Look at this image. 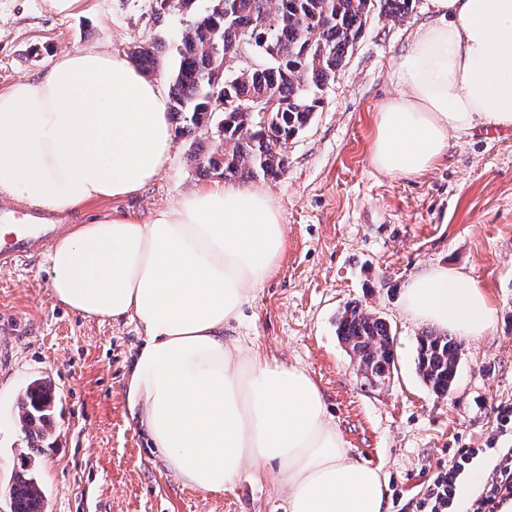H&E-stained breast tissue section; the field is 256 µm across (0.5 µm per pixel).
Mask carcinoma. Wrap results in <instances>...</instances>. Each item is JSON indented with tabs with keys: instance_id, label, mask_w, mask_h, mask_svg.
<instances>
[{
	"instance_id": "1",
	"label": "carcinoma",
	"mask_w": 512,
	"mask_h": 512,
	"mask_svg": "<svg viewBox=\"0 0 512 512\" xmlns=\"http://www.w3.org/2000/svg\"><path fill=\"white\" fill-rule=\"evenodd\" d=\"M397 19L410 0H168V10L186 16L173 35L169 69L173 113L183 119L180 134L190 139L198 168L226 179L276 177L288 168V141L304 130L321 102L319 93L345 65L363 33L374 2ZM244 38L266 57L255 68L233 73L227 55ZM164 44L148 40L131 57L145 73L159 68ZM217 121L218 145L204 153L196 146L199 127ZM336 335L358 360L369 385L390 379L393 337L387 322L354 302L336 319ZM460 344L449 334L419 337L416 368L432 391L443 396L456 377ZM50 383L37 379L18 401L17 421L27 442L8 494L12 512H44L38 479L40 442L51 434Z\"/></svg>"
}]
</instances>
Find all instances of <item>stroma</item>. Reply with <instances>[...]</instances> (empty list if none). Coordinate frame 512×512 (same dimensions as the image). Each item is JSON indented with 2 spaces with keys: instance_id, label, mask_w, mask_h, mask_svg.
Here are the masks:
<instances>
[{
  "instance_id": "1",
  "label": "stroma",
  "mask_w": 512,
  "mask_h": 512,
  "mask_svg": "<svg viewBox=\"0 0 512 512\" xmlns=\"http://www.w3.org/2000/svg\"><path fill=\"white\" fill-rule=\"evenodd\" d=\"M151 3L86 0L82 13L64 16L48 0H0V90L39 77L63 48L124 54L145 39L170 42L180 17L156 15ZM429 18L428 0H413L398 20L372 10L309 126L289 140L287 172L249 180L271 196L285 245L276 270L224 329L243 354L314 378L351 456L380 467L387 512H412L449 449L484 447L495 436L498 406L512 404V129L450 133L447 156L419 176L385 173L371 159L379 111L404 91L394 74L398 59ZM188 150L177 137L164 171L143 191L56 215V223L69 227L115 208L147 221L174 207L209 182ZM434 264L464 272L496 309L488 334L462 341L456 381L444 396L417 374L425 327L402 312L410 279ZM48 269V258L37 256L0 268V512H10L9 481L25 447L16 401L39 377L56 392L38 471L46 512H289L282 487L249 468L219 494L174 477L130 422L127 364L141 328L58 304ZM349 302L391 327L396 368L384 385L357 375L336 336Z\"/></svg>"
}]
</instances>
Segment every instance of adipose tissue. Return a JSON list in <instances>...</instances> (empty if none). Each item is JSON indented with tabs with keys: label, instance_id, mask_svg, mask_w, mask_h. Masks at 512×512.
Instances as JSON below:
<instances>
[{
	"label": "adipose tissue",
	"instance_id": "adipose-tissue-1",
	"mask_svg": "<svg viewBox=\"0 0 512 512\" xmlns=\"http://www.w3.org/2000/svg\"><path fill=\"white\" fill-rule=\"evenodd\" d=\"M396 65L406 91L385 103L372 162L417 176L446 156L449 134L512 128V0H430ZM162 85L116 51L63 50L37 79L0 92V193L71 212L142 191L174 140ZM285 228L262 190L213 183L149 222L85 217L49 256L57 303L144 331L127 385L131 420L185 485L222 492L245 467L288 493L290 512H385L379 468L353 458L302 368L241 354L224 340L253 288L276 267ZM404 310L464 339L496 310L477 282L438 265L418 272Z\"/></svg>",
	"mask_w": 512,
	"mask_h": 512
}]
</instances>
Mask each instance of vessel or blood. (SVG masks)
<instances>
[{
  "label": "vessel or blood",
  "mask_w": 512,
  "mask_h": 512,
  "mask_svg": "<svg viewBox=\"0 0 512 512\" xmlns=\"http://www.w3.org/2000/svg\"><path fill=\"white\" fill-rule=\"evenodd\" d=\"M0 223L10 228L8 243L0 245V267L5 269L19 266L32 254L47 251L60 232L59 225L45 223L40 213L21 217L1 206Z\"/></svg>",
  "instance_id": "vessel-or-blood-1"
}]
</instances>
